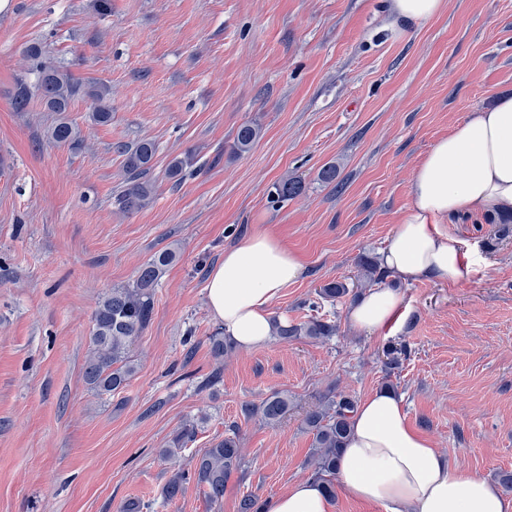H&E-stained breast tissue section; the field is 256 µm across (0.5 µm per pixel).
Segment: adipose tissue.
<instances>
[{
    "mask_svg": "<svg viewBox=\"0 0 512 512\" xmlns=\"http://www.w3.org/2000/svg\"><path fill=\"white\" fill-rule=\"evenodd\" d=\"M512 216V95L480 109L440 138L414 171L409 203L388 247L385 270L404 282L457 283L470 268L441 224L458 216ZM297 256L267 234L245 236L208 274L206 303L239 347L271 338L270 305L297 280ZM396 289L376 286L354 304L349 324L381 333L401 322ZM341 493L384 512H512V497L478 474L455 466L407 423L403 399L389 390L365 397L337 461ZM268 512H333L321 483L299 481Z\"/></svg>",
    "mask_w": 512,
    "mask_h": 512,
    "instance_id": "ef3b65f1",
    "label": "adipose tissue"
}]
</instances>
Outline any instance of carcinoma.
<instances>
[{"label": "carcinoma", "mask_w": 512, "mask_h": 512, "mask_svg": "<svg viewBox=\"0 0 512 512\" xmlns=\"http://www.w3.org/2000/svg\"><path fill=\"white\" fill-rule=\"evenodd\" d=\"M38 91L44 108L49 112H68L78 98L91 101V120L104 125L112 119V105L107 86L97 81H82L63 67L42 66L38 71ZM261 128L254 123H244L235 137L234 148L239 153L249 151L259 139ZM47 137L58 145L72 149L82 145L80 129L70 122L59 120L48 128ZM157 147L151 140H141L135 146L121 149L124 169L128 174L126 188L116 198L121 210L128 213L147 208L154 200V181L149 177ZM303 191L300 181L284 177L272 184L271 199L279 202L291 200ZM176 257L167 248L154 255L141 266L133 285L115 287L97 303L93 313V325L89 338V355L84 368V378L89 389L99 397L113 395L127 386L136 372V364L130 354V346L148 326L154 307V288L165 267ZM363 286L382 283L388 272L376 259L362 262ZM350 293L343 281H332L320 288L318 302L332 304ZM336 321L314 316L303 322L273 320V336L282 342L302 337L326 339L336 334ZM356 402L350 396L339 393L320 399L317 407L307 412L305 429L313 434L309 453L310 477L323 484L329 495H335L333 478L336 477V461L351 431V414ZM247 416L258 415L269 425L279 424L288 414V397L274 392L259 404L243 408ZM204 417L185 422L173 436L168 447L161 450L166 459H173L188 443L195 441ZM242 451L238 427L225 432L224 439L205 449L196 459L193 477L209 503L217 505L224 499V490L232 474L241 467ZM176 470L163 488L166 500L172 501L182 494L184 483L191 479Z\"/></svg>", "instance_id": "carcinoma-1"}]
</instances>
